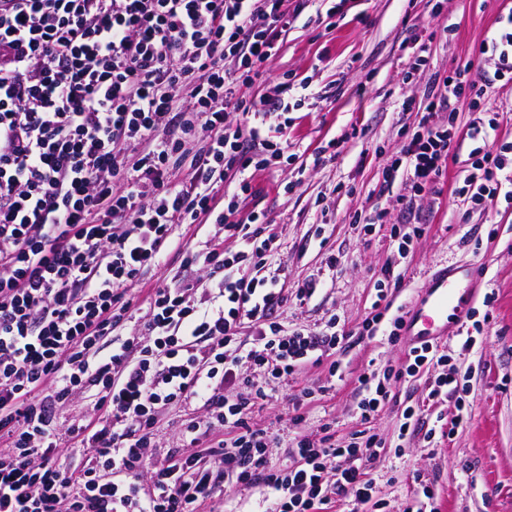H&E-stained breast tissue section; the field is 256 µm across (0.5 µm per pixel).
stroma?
I'll list each match as a JSON object with an SVG mask.
<instances>
[{
	"label": "stroma",
	"instance_id": "obj_1",
	"mask_svg": "<svg viewBox=\"0 0 512 512\" xmlns=\"http://www.w3.org/2000/svg\"><path fill=\"white\" fill-rule=\"evenodd\" d=\"M293 20L281 35L279 53L266 62L263 75L242 86L246 99L277 95L290 82L288 157L271 158L252 177L254 193L240 200L242 212L264 213L268 233L275 236L282 267L280 285L288 303L275 316L288 327L320 330L336 315L357 339L338 353L339 376L326 366H306L256 406L254 420L273 433L278 448L270 452L282 465V449L298 435L330 425L336 440L349 439L361 422L357 378L369 367L401 363L405 341L390 342L386 331L359 337L371 311L376 289L386 271L400 275L392 290L394 305H411L421 295L430 270L475 263L483 278L480 293L491 306L476 304L470 320L477 323L469 352L463 336L447 343L448 365L463 377L459 397L425 407L427 384L434 369L398 383L388 403L370 423L386 450L368 469L391 509L428 484L438 512H512V207L503 199L473 209L454 198L452 188L466 168L474 143L466 130L475 118L468 99L455 104L460 130L453 158L436 184L416 199L412 211L425 224V234L405 254L390 243L391 225L401 223L400 187L380 194L382 169L413 129L414 115H402L404 98H422L427 74L404 79L413 42L428 44L432 64L441 71L468 60L480 62L486 75L482 102L498 110L489 137L512 142V87L494 81L497 57H479L478 47L500 17L512 13V0H288ZM333 19H326L328 9ZM382 201L388 222L371 232L352 224L355 211ZM315 280L312 299L298 301V284ZM313 398L303 408L304 420L293 424V403L302 390ZM419 409L415 434L399 445L406 407ZM459 417L452 438L424 441L429 429H440V417Z\"/></svg>",
	"mask_w": 512,
	"mask_h": 512
}]
</instances>
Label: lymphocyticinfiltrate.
<instances>
[{"label":"lymphocytic infiltrate","instance_id":"1","mask_svg":"<svg viewBox=\"0 0 512 512\" xmlns=\"http://www.w3.org/2000/svg\"><path fill=\"white\" fill-rule=\"evenodd\" d=\"M283 3L0 0V512H224L228 484L261 489L266 512H334L343 499L384 512L364 465L385 444L365 425L424 367L438 371L428 401L448 395L456 377L441 346L364 372L362 430L342 443L326 425L299 436L287 465H271L276 438L251 417L302 367L336 374L350 340L333 316L317 332L276 320L290 297L277 248L263 214L238 203L249 170L288 151V101L239 95L281 48ZM429 51L419 45L412 64L430 72L422 104L400 106L415 130L382 170L407 210L447 168L455 125L439 114L463 97L482 109L472 63L441 72ZM495 125L469 126L477 146L452 189L474 208L512 201V145L485 143ZM183 165L190 180L178 186L171 172ZM205 221L241 249L181 248L206 282L150 289L139 334L112 343L175 225ZM229 267L241 276L226 278ZM81 393L93 414L59 431V407ZM194 404L175 444L160 445V414ZM67 437L88 454L81 471L64 460Z\"/></svg>","mask_w":512,"mask_h":512}]
</instances>
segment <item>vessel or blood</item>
<instances>
[{"instance_id": "vessel-or-blood-1", "label": "vessel or blood", "mask_w": 512, "mask_h": 512, "mask_svg": "<svg viewBox=\"0 0 512 512\" xmlns=\"http://www.w3.org/2000/svg\"><path fill=\"white\" fill-rule=\"evenodd\" d=\"M481 271L478 265L442 268L428 279L419 303L404 318L411 346L422 347L448 339L463 328L473 308Z\"/></svg>"}]
</instances>
